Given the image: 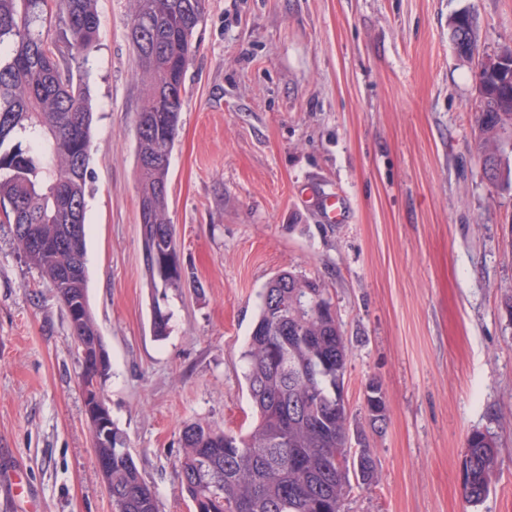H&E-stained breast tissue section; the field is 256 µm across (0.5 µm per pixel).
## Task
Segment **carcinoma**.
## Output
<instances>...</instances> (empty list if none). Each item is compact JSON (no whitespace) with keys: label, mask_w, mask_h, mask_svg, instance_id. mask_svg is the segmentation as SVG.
<instances>
[{"label":"carcinoma","mask_w":512,"mask_h":512,"mask_svg":"<svg viewBox=\"0 0 512 512\" xmlns=\"http://www.w3.org/2000/svg\"><path fill=\"white\" fill-rule=\"evenodd\" d=\"M207 0H135L127 37L147 78L136 117L140 198L153 203L144 231L152 287L177 288L182 270L173 225L166 220L170 156L184 107V79L196 52L195 32ZM64 22L80 67L98 39L96 0H0V211L12 225L18 251L48 279L58 298L80 299L83 314L69 319L77 350L104 349L88 299L85 233L71 238L68 225L85 227L93 112L87 84L59 58L53 18ZM478 113L480 154L499 149L512 131V103L493 99ZM39 240L59 245L37 246ZM321 300L317 279L283 271L260 293L259 312L244 358V379L256 423L245 436L192 424L180 436L181 490L194 512H340L336 490L351 480L370 486L375 466L358 468L347 446L348 414L342 389L347 347L338 323L308 320L288 306L292 289ZM154 334L168 332L170 313L153 308ZM497 458L482 432L467 440L462 490L472 502L490 490ZM112 497L123 512H158L117 429H112Z\"/></svg>","instance_id":"1"}]
</instances>
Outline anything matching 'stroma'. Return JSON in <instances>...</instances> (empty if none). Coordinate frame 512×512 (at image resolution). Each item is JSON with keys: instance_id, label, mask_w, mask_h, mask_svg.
<instances>
[{"instance_id": "1", "label": "stroma", "mask_w": 512, "mask_h": 512, "mask_svg": "<svg viewBox=\"0 0 512 512\" xmlns=\"http://www.w3.org/2000/svg\"><path fill=\"white\" fill-rule=\"evenodd\" d=\"M133 5L97 0L86 268L102 388L158 512H193L184 426L250 430L243 353L283 270L325 283L348 347L349 434L377 481L351 485L343 512H512V188L483 177L473 67L448 34L467 9L481 51L512 46V0H208L168 175L184 275L166 290L142 260ZM335 189L344 224L317 207ZM156 304L172 315L161 337ZM81 371L54 288L0 224V486L23 477L0 512H112ZM475 431L499 454L473 504L461 466Z\"/></svg>"}]
</instances>
